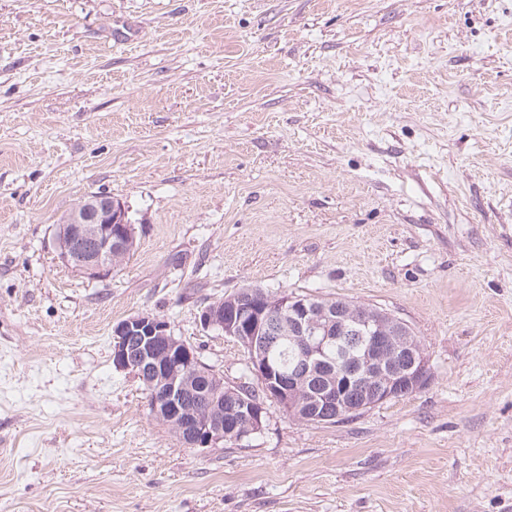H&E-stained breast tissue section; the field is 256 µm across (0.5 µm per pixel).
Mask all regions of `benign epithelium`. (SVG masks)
<instances>
[{
	"mask_svg": "<svg viewBox=\"0 0 512 512\" xmlns=\"http://www.w3.org/2000/svg\"><path fill=\"white\" fill-rule=\"evenodd\" d=\"M134 242L136 230L125 205L105 193L81 200L52 239L60 262L90 279L110 276ZM199 320L203 328L243 345L249 351L251 372L265 392L274 394L288 414L308 421L321 420L323 407L335 408L338 419L355 416L393 398L401 387L416 392L430 379L428 356L406 323L345 300L259 295L246 306L226 308L220 298L201 308ZM112 336L115 367L141 380L150 377L152 413L184 445L214 447L239 429L255 434L266 426L264 406L252 399L241 396L226 411L222 395L203 401L195 397V378L211 368L196 348L175 337L166 318L136 313L118 322ZM269 336L295 344V363L286 374L271 363ZM336 342L343 346L337 363L339 387L345 390L360 378L367 382L362 396L352 401L332 384L313 388L315 366Z\"/></svg>",
	"mask_w": 512,
	"mask_h": 512,
	"instance_id": "obj_1",
	"label": "benign epithelium"
}]
</instances>
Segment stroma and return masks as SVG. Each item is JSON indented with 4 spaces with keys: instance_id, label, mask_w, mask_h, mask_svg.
I'll return each mask as SVG.
<instances>
[{
    "instance_id": "stroma-1",
    "label": "stroma",
    "mask_w": 512,
    "mask_h": 512,
    "mask_svg": "<svg viewBox=\"0 0 512 512\" xmlns=\"http://www.w3.org/2000/svg\"><path fill=\"white\" fill-rule=\"evenodd\" d=\"M139 245H50L87 195ZM407 323L429 385L188 448L112 362L148 311L235 386L207 303ZM0 512H512V0H0ZM128 211L110 194L81 200L56 228L52 244L60 262L87 278H106L136 242Z\"/></svg>"
}]
</instances>
